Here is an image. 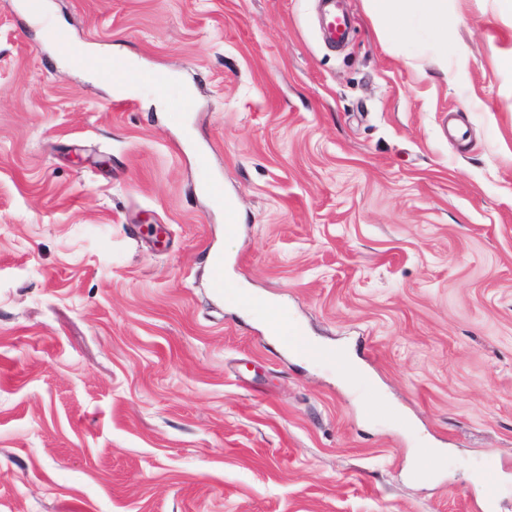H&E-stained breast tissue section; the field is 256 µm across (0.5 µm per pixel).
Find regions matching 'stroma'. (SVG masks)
<instances>
[{
	"label": "stroma",
	"instance_id": "stroma-1",
	"mask_svg": "<svg viewBox=\"0 0 512 512\" xmlns=\"http://www.w3.org/2000/svg\"><path fill=\"white\" fill-rule=\"evenodd\" d=\"M43 2L87 62L0 0V512H512V10ZM364 3L382 41L396 42L405 38L411 31L413 18L420 17L448 44L452 21L448 19L447 0H364Z\"/></svg>",
	"mask_w": 512,
	"mask_h": 512
}]
</instances>
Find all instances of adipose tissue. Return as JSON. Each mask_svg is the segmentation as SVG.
<instances>
[{
  "mask_svg": "<svg viewBox=\"0 0 512 512\" xmlns=\"http://www.w3.org/2000/svg\"><path fill=\"white\" fill-rule=\"evenodd\" d=\"M375 21L380 40L395 42L411 31L413 18L427 21L440 39H447L452 22L448 18V0H364Z\"/></svg>",
  "mask_w": 512,
  "mask_h": 512,
  "instance_id": "obj_1",
  "label": "adipose tissue"
}]
</instances>
